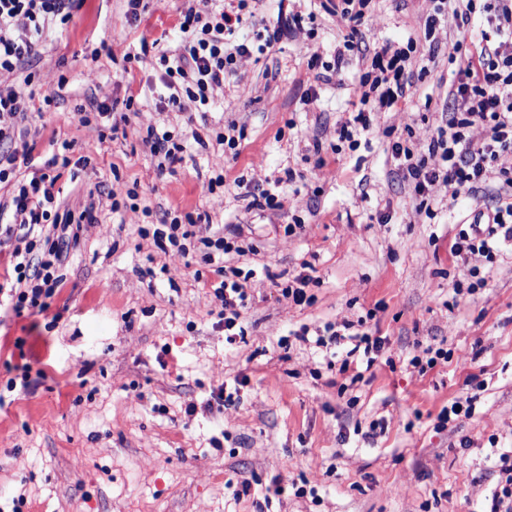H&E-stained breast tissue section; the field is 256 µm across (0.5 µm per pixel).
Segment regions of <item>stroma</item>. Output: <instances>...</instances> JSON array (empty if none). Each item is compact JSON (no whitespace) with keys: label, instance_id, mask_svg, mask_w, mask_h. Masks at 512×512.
Here are the masks:
<instances>
[{"label":"stroma","instance_id":"stroma-1","mask_svg":"<svg viewBox=\"0 0 512 512\" xmlns=\"http://www.w3.org/2000/svg\"><path fill=\"white\" fill-rule=\"evenodd\" d=\"M337 2L248 0L245 37L282 11L304 15L303 28L244 60L241 82L215 88L202 109L160 101L157 54L185 0H144L130 23L127 0H84L23 70L0 73L2 88L27 72L38 85L65 78L51 105L35 99L24 138L42 168L55 141H72L58 202L97 216L69 246L48 312L0 309V512H487L512 458V245L480 261L484 287L456 295L470 266L451 247L487 198L464 190L452 201L438 185L423 210L393 171V135L436 127L446 107L455 66L429 58L424 35L434 0H371L360 52L323 82L309 63L334 61L347 32ZM387 41L416 45L410 94L373 115L357 150L338 148L358 109L351 85ZM130 97L139 113L117 137L75 114L96 118L104 102L120 114ZM231 121L246 134L235 158L215 141ZM149 123L183 144L173 171L159 172L143 143ZM219 173L223 189L208 192ZM272 188L282 208H252ZM168 211L240 225L254 245L226 259L256 271L236 343L218 323L212 267L139 236ZM296 218L302 230L285 236ZM164 263L172 278L155 276ZM307 266L314 302L297 306L268 276ZM363 319L389 345L354 385L340 356L295 337ZM428 344L450 358L421 374L409 360ZM23 364L37 385L7 391ZM222 390L229 400L216 401ZM466 397L471 416L439 426L442 408ZM276 480L283 494L268 493Z\"/></svg>","mask_w":512,"mask_h":512}]
</instances>
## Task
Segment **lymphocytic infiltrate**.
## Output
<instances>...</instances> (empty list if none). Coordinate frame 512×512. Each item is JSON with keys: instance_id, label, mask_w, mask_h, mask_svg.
<instances>
[{"instance_id": "lymphocytic-infiltrate-1", "label": "lymphocytic infiltrate", "mask_w": 512, "mask_h": 512, "mask_svg": "<svg viewBox=\"0 0 512 512\" xmlns=\"http://www.w3.org/2000/svg\"><path fill=\"white\" fill-rule=\"evenodd\" d=\"M82 0H0V70L12 71L34 56L53 31L66 24ZM247 0H188L179 24L181 37L161 51L158 65L167 90L165 105L180 107L189 99L197 107L208 106L214 87L239 74L241 63L252 54L248 41L240 39ZM484 10L487 26L478 44L467 45L466 32L476 10ZM452 13L458 36L448 46L449 60L457 61L455 77L448 86L451 109L433 129L408 130L391 145L395 169L407 181L412 194L428 201L430 191L446 185L450 199L462 190L491 197L494 205L475 214L467 228L459 230L452 245L456 257L472 260L492 258L498 242H512V168L499 166L502 154L512 152V0H436L435 13L425 23V36L438 47L440 16ZM410 51L392 44L380 45L368 71L353 83L351 94L359 104L339 139L357 149L360 136L372 129L371 113L386 112L404 100L411 87L406 70ZM35 95L13 87L0 88V143L13 140L15 129L27 114ZM58 178L36 173L14 183L0 215L12 222L6 234L21 232L24 249L12 255L14 282L8 289V309L15 315L46 311L48 301L63 282L59 273L67 248L77 240L83 225L96 223L93 207L80 213L58 212L55 207ZM196 219L172 217L152 236L160 249L179 256L198 252L201 261L213 267L218 277L213 294L221 303L218 318L224 336L235 342L242 335L241 320L252 301L247 284L255 276L225 263L227 255L248 252L239 227L217 228L200 234ZM477 275V268L469 270ZM315 342L345 352L340 373L359 382L383 351L387 340L371 332L344 334L325 325Z\"/></svg>"}]
</instances>
